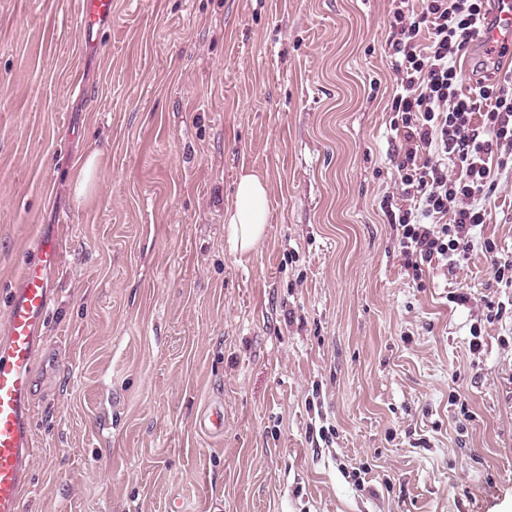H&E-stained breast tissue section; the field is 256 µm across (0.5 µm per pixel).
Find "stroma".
<instances>
[{
    "label": "stroma",
    "mask_w": 512,
    "mask_h": 512,
    "mask_svg": "<svg viewBox=\"0 0 512 512\" xmlns=\"http://www.w3.org/2000/svg\"><path fill=\"white\" fill-rule=\"evenodd\" d=\"M391 8L113 0L92 50L76 0H0V333L26 250L62 239L21 512H512V288L478 248L413 287L383 209ZM244 169L269 193L242 254ZM268 185L258 172L242 171L238 176L235 198L224 211V223L234 249L250 251L262 238L267 223Z\"/></svg>",
    "instance_id": "obj_1"
}]
</instances>
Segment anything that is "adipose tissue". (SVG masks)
<instances>
[{
    "label": "adipose tissue",
    "mask_w": 512,
    "mask_h": 512,
    "mask_svg": "<svg viewBox=\"0 0 512 512\" xmlns=\"http://www.w3.org/2000/svg\"><path fill=\"white\" fill-rule=\"evenodd\" d=\"M267 198L268 185L260 173L245 171L239 175L234 202L224 211V222L236 251L247 253L264 235Z\"/></svg>",
    "instance_id": "ef3b65f1"
}]
</instances>
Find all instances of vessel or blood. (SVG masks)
I'll return each instance as SVG.
<instances>
[{
	"instance_id": "vessel-or-blood-1",
	"label": "vessel or blood",
	"mask_w": 512,
	"mask_h": 512,
	"mask_svg": "<svg viewBox=\"0 0 512 512\" xmlns=\"http://www.w3.org/2000/svg\"><path fill=\"white\" fill-rule=\"evenodd\" d=\"M112 18V0H78L77 22L95 39ZM484 44L512 42V0H498L481 33ZM59 239L46 236L26 251L19 287L8 298L0 335V512H19L31 467L33 367L44 341L53 288L47 269L60 256Z\"/></svg>"
}]
</instances>
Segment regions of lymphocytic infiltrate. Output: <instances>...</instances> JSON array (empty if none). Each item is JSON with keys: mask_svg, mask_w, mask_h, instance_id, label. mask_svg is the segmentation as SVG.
<instances>
[{"mask_svg": "<svg viewBox=\"0 0 512 512\" xmlns=\"http://www.w3.org/2000/svg\"><path fill=\"white\" fill-rule=\"evenodd\" d=\"M393 2L395 86L387 107L405 144L396 164L404 205L388 218L405 268L418 282L425 266L454 270L478 245L493 280L512 288V261L480 237L488 221L481 200L495 191L498 174L512 170V72L498 64L512 44L484 59L482 79L462 92L456 62L483 27L487 0Z\"/></svg>", "mask_w": 512, "mask_h": 512, "instance_id": "1", "label": "lymphocytic infiltrate"}]
</instances>
